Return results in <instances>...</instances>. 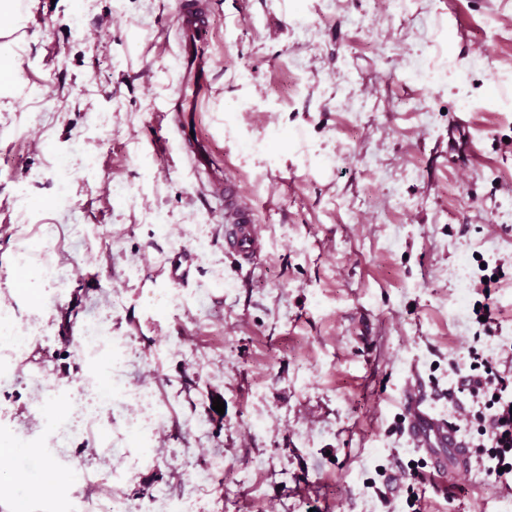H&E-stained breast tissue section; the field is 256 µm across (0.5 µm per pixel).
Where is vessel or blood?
<instances>
[{"mask_svg":"<svg viewBox=\"0 0 512 512\" xmlns=\"http://www.w3.org/2000/svg\"><path fill=\"white\" fill-rule=\"evenodd\" d=\"M175 21L186 47L180 58L183 80L196 88H206L211 58L201 52L200 44L209 28L207 15L192 0H184ZM224 210L227 243L243 255H253L260 245V229L253 210L240 202L237 187L229 179L224 182ZM401 408L410 442L428 458L437 476L455 478L469 471L471 452L459 426L435 412L422 385L403 391Z\"/></svg>","mask_w":512,"mask_h":512,"instance_id":"b4317fda","label":"vessel or blood"}]
</instances>
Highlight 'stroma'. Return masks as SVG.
Returning <instances> with one entry per match:
<instances>
[{
  "label": "stroma",
  "mask_w": 512,
  "mask_h": 512,
  "mask_svg": "<svg viewBox=\"0 0 512 512\" xmlns=\"http://www.w3.org/2000/svg\"><path fill=\"white\" fill-rule=\"evenodd\" d=\"M31 2L0 111V325L34 350H0V441L62 427L73 479L42 489V457L0 458L29 476L0 486V512H97L117 472L129 498L163 490L179 512H404L424 462L408 381L474 447L473 403L448 401L469 347L512 373V8L198 0L210 85L172 112L175 0ZM227 176L261 226L249 261L224 242ZM486 266L504 272L490 335L472 312ZM97 321L129 351L90 358ZM213 450L229 468L205 481ZM506 502L475 460L447 491L425 483L416 512Z\"/></svg>",
  "instance_id": "1"
}]
</instances>
